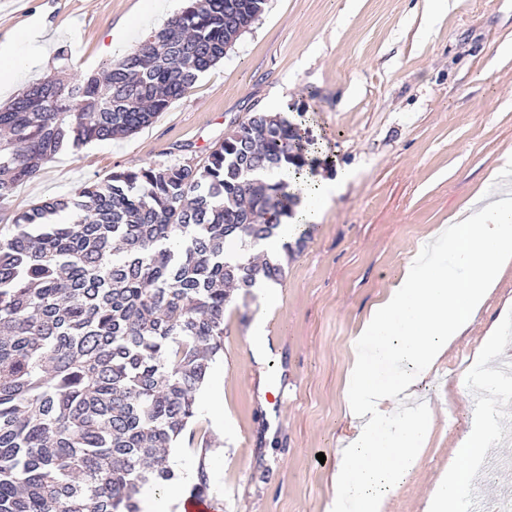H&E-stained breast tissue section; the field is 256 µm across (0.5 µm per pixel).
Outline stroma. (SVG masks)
<instances>
[{
	"label": "stroma",
	"instance_id": "obj_1",
	"mask_svg": "<svg viewBox=\"0 0 512 512\" xmlns=\"http://www.w3.org/2000/svg\"><path fill=\"white\" fill-rule=\"evenodd\" d=\"M431 19L425 0H268L265 13L210 72L153 123L125 138L65 151L0 204V232L13 216L68 195L133 164L200 163L253 112H287L315 144L312 173L352 178L301 247L276 251L285 266L280 298L264 308L239 289L224 315V352L210 378L214 403L197 400L209 448L173 443L171 468H205L206 498L223 512H324L346 425L344 378L350 340L371 306L404 271L438 225L466 205L512 151V0H448ZM142 0H0V43L34 20L38 65L0 76V106L47 77L88 76L118 60L167 13L136 14ZM115 35L110 54L99 48ZM512 318V271L467 337L440 363L412 404L436 421L419 470L388 512H423L448 454L483 408L472 371L486 332ZM264 321L274 349L254 354L252 328ZM282 393L278 422L265 421L266 396ZM219 410L233 433L214 429Z\"/></svg>",
	"mask_w": 512,
	"mask_h": 512
}]
</instances>
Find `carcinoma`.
<instances>
[{"instance_id": "obj_1", "label": "carcinoma", "mask_w": 512, "mask_h": 512, "mask_svg": "<svg viewBox=\"0 0 512 512\" xmlns=\"http://www.w3.org/2000/svg\"><path fill=\"white\" fill-rule=\"evenodd\" d=\"M266 4L187 0L102 73L0 107V202L62 150L149 126ZM311 145L254 112L201 164L114 170L14 215L0 236V512H139L142 486L174 479V441L208 447L196 394L224 351L230 291L285 275L225 245L255 246L293 215Z\"/></svg>"}]
</instances>
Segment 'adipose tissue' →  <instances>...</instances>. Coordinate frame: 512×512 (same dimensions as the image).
Masks as SVG:
<instances>
[{"mask_svg": "<svg viewBox=\"0 0 512 512\" xmlns=\"http://www.w3.org/2000/svg\"><path fill=\"white\" fill-rule=\"evenodd\" d=\"M349 175L312 186L293 218L263 250L278 251L300 224L314 223L345 190ZM479 204L437 227L424 250L374 305L352 339L346 371V414L351 433L340 448L334 494L327 512H385L395 491L421 462L434 420L403 405L417 393L448 349L473 324L506 269L512 267V198L480 193ZM388 368V380L377 376ZM488 421L474 422L457 440L426 512H453L471 490L477 463L491 444Z\"/></svg>", "mask_w": 512, "mask_h": 512, "instance_id": "ef3b65f1", "label": "adipose tissue"}]
</instances>
